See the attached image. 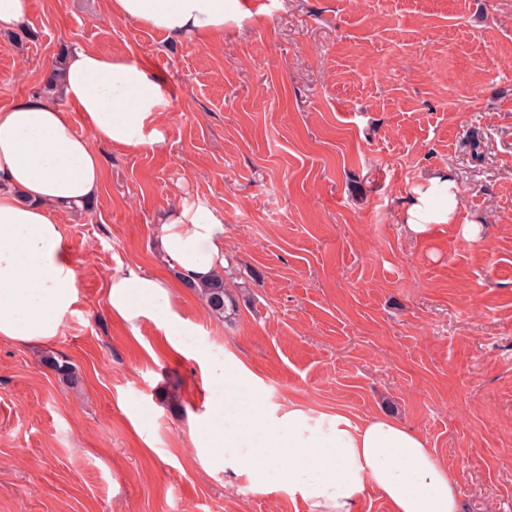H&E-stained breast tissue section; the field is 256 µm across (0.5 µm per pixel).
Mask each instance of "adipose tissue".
Here are the masks:
<instances>
[{"instance_id":"obj_1","label":"adipose tissue","mask_w":512,"mask_h":512,"mask_svg":"<svg viewBox=\"0 0 512 512\" xmlns=\"http://www.w3.org/2000/svg\"><path fill=\"white\" fill-rule=\"evenodd\" d=\"M225 2L112 0V12L177 40L223 34ZM60 93L68 108L41 98L0 107V339H55L77 299L68 245L53 213L95 198L103 163L74 129L71 109L82 112L97 138L109 144L144 147L162 139L159 119L167 94L138 63L74 49ZM440 191L454 194V181L432 179L404 211L402 222L411 235L426 239L438 225L457 224L465 238H475L476 222L462 221L457 206L436 205ZM160 243L180 281L204 282L224 265V215L206 201L176 206L160 226ZM107 288L110 312L129 325L176 318L167 283L154 275L118 273ZM211 380L224 389V411L196 435L200 447L215 449V463L235 475L256 482L280 469L307 512H355L369 487L387 498L392 512H458L456 476L422 435L396 418L378 413L358 421L303 406L256 417L241 407L246 370L218 366ZM244 442L250 453H240Z\"/></svg>"}]
</instances>
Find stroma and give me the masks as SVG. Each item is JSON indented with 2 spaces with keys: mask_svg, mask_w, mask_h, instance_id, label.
I'll use <instances>...</instances> for the list:
<instances>
[{
  "mask_svg": "<svg viewBox=\"0 0 512 512\" xmlns=\"http://www.w3.org/2000/svg\"><path fill=\"white\" fill-rule=\"evenodd\" d=\"M252 2L216 38L111 0H32L22 37L0 34V106L43 97L80 47L169 101L159 145L91 139L101 190L54 214L77 284L60 336L0 340V512H305L280 473L249 482L194 443L224 400L212 368L238 364L251 414L389 411L457 474L460 512H512V0ZM441 171L479 239L400 223ZM184 201L224 214L226 318L159 253ZM131 269L171 282L176 326L111 315Z\"/></svg>",
  "mask_w": 512,
  "mask_h": 512,
  "instance_id": "stroma-1",
  "label": "stroma"
}]
</instances>
